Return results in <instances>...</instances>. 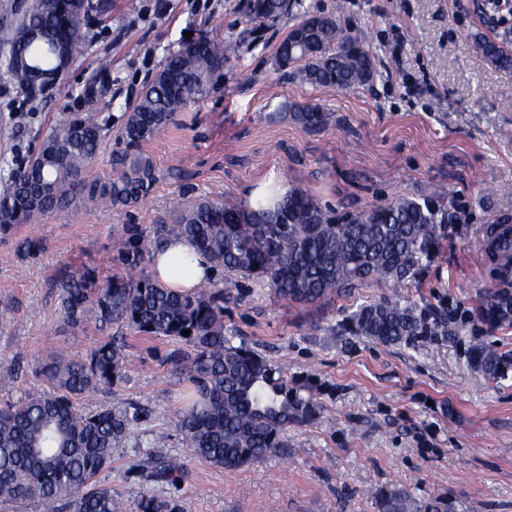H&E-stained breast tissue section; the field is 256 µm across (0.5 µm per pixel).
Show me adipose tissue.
<instances>
[{
  "instance_id": "1",
  "label": "adipose tissue",
  "mask_w": 512,
  "mask_h": 512,
  "mask_svg": "<svg viewBox=\"0 0 512 512\" xmlns=\"http://www.w3.org/2000/svg\"><path fill=\"white\" fill-rule=\"evenodd\" d=\"M153 278L167 287L190 290L214 280L217 270L189 240H170L155 251L150 265Z\"/></svg>"
}]
</instances>
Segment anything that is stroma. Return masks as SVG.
<instances>
[{
  "instance_id": "1",
  "label": "stroma",
  "mask_w": 512,
  "mask_h": 512,
  "mask_svg": "<svg viewBox=\"0 0 512 512\" xmlns=\"http://www.w3.org/2000/svg\"><path fill=\"white\" fill-rule=\"evenodd\" d=\"M249 0H112L109 18L84 33L63 83L24 111L25 97L0 79V165L30 157L60 114L108 118L92 177L114 174L122 115L135 104L169 51L194 37L237 45L236 55L175 124L142 151L158 179L144 201L124 209L70 215L53 211L0 241V405L47 388L41 373L53 351L88 355L103 341L95 323L64 325L56 280L88 265L118 272L115 232L136 224L153 235L180 203L245 202L258 180L274 178L311 193L338 213L421 199L445 187L459 216L423 277L400 294L408 303L455 319L462 333L416 348L383 345L336 328L363 303L391 295L370 282L314 305L275 298L259 279L218 272L228 287L224 330L301 388L311 422L289 427L281 453L237 470L218 469L185 448L173 413L186 384L165 360L171 342L112 328L128 363L113 389L83 398L136 407L140 417L110 470L99 479L126 512L149 486L135 465L157 439L184 461L187 477L164 488L187 512H377L381 486L408 488L419 506L452 501L457 512H512V369L485 379L469 361L481 343L512 358V323L492 326L475 306L490 287L512 284L482 255V230L512 217V74L495 68L479 38L503 34L484 0H303L335 14L344 32L375 57L373 84L355 90L314 87L278 69V42L297 11L256 23ZM112 63L97 80L100 58ZM315 105L328 119L307 128L291 106ZM42 239L38 259L16 255V240Z\"/></svg>"
}]
</instances>
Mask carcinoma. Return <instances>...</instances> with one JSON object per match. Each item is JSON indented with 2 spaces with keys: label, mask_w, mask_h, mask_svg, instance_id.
Segmentation results:
<instances>
[{
  "label": "carcinoma",
  "mask_w": 512,
  "mask_h": 512,
  "mask_svg": "<svg viewBox=\"0 0 512 512\" xmlns=\"http://www.w3.org/2000/svg\"><path fill=\"white\" fill-rule=\"evenodd\" d=\"M301 0H251L254 21L275 19ZM112 0H0V73L30 102L39 103L46 77L73 61L81 30L105 20ZM37 40L27 38L32 28ZM496 68L512 71V47L478 42ZM236 53V45L200 39L168 54L139 102L124 113L113 159L121 170L107 181L91 180L103 140L104 124L92 113H65L44 135L34 155L0 178V237L54 211L124 208L143 201L156 181L152 161L141 145L174 123L177 116L213 87V76ZM275 63L300 64L292 77L315 87L355 89L374 82V55L330 15L303 11L279 42ZM289 118L317 128L327 113L297 107ZM458 219L447 193L435 191L420 201L397 198L370 210L332 214L307 191L293 188L274 208L214 200L189 201L156 237H187L215 267L255 277L273 294L296 304H314L373 279L401 288L419 280L434 261L448 225ZM116 260L121 273L102 277L91 268L62 276L59 289L64 319L76 328L92 319L103 330L114 325L182 344L166 360L189 384L186 404L175 411L177 427L192 453L217 468L233 470L286 447L283 432L314 414L310 399L271 363L224 334V291L202 286L176 292L149 272L152 248L136 224L117 230ZM45 251L40 239H24L16 252L35 259ZM478 316L490 324L512 322V290L488 288ZM190 330L185 336L182 331ZM364 336L384 345L415 346L427 336H456L446 317L403 302L400 295L360 305L337 327V335ZM472 366L496 378L508 361L482 344L471 348ZM127 357L114 339L87 357L56 354L43 367L49 387L0 408V504L38 499L49 512H125L112 488L98 476L112 465V452L139 420L138 409L107 404L87 408L80 399L116 386ZM141 469L149 481L176 484L186 478L183 463L153 450ZM378 512H417L410 490L396 486L371 492ZM139 512H185L164 496L141 495Z\"/></svg>",
  "instance_id": "carcinoma-1"
}]
</instances>
